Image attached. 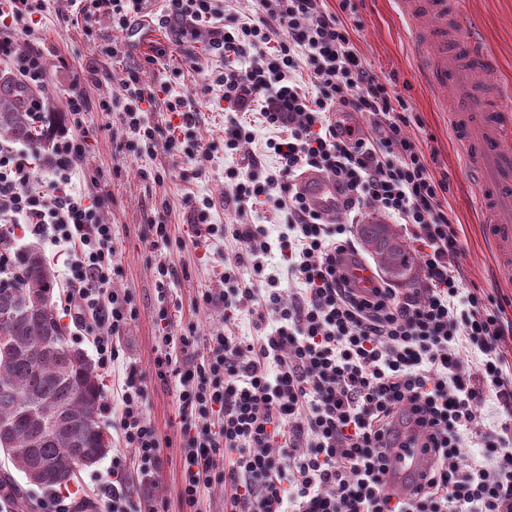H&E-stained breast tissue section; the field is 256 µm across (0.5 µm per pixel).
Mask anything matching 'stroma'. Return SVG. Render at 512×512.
<instances>
[{"mask_svg":"<svg viewBox=\"0 0 512 512\" xmlns=\"http://www.w3.org/2000/svg\"><path fill=\"white\" fill-rule=\"evenodd\" d=\"M358 11L363 26L353 38L364 63L377 76L396 75V92L422 120L421 127L412 128V135L425 155L436 157V172L449 177L447 199L465 248V286L494 289L512 299V285L500 280L484 238V218L474 207L469 175L448 132V120L419 79L397 0H360ZM463 12L462 37L483 49L501 76L504 96L512 100V0H464ZM36 28L50 67L47 95L53 111L62 110L63 92L73 75L88 80L92 105L86 115L85 171L74 177L73 187L83 194H98L102 217L116 230L113 247L119 271L112 286L133 299L137 316L128 330L130 352L147 374V416L162 435L164 466L152 497L173 505L181 481L180 417L173 382L161 381L153 372L158 334L155 272L157 263L163 262L178 274L169 299L173 331L193 323L205 335L222 326V306L199 312L195 302L202 292L223 291L224 267L234 262L240 246L221 237L197 238L192 230L194 213L187 204L191 198L212 199L211 223L224 225L231 220V208L224 202V170L238 166L240 159L225 154L224 112L200 86L218 61L205 50L207 33H200L196 42L179 45L166 29L118 34L106 18L89 28L71 0H47ZM114 43L119 52L113 56L107 49ZM156 48L162 51L158 61L146 63V55ZM132 70L138 71L144 85L167 87L169 97H183L194 106V134L211 148L203 169L172 152L162 137L151 155L128 151L118 113L100 111L97 102L104 96L120 97ZM154 214L163 215L168 224L170 243L163 249L152 248L143 237V224Z\"/></svg>","mask_w":512,"mask_h":512,"instance_id":"stroma-1","label":"stroma"}]
</instances>
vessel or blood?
Wrapping results in <instances>:
<instances>
[{
    "instance_id": "vessel-or-blood-1",
    "label": "vessel or blood",
    "mask_w": 512,
    "mask_h": 512,
    "mask_svg": "<svg viewBox=\"0 0 512 512\" xmlns=\"http://www.w3.org/2000/svg\"><path fill=\"white\" fill-rule=\"evenodd\" d=\"M398 5L424 85L439 98L450 88L464 90L446 109L448 132L473 177L475 205L485 217L499 274L512 280V119L505 115L504 97L488 96L500 88L497 71L471 41L456 38L459 0H398ZM300 184L313 208L335 213L333 181L309 171ZM430 465L425 449L399 450L385 477L387 490L410 497Z\"/></svg>"
}]
</instances>
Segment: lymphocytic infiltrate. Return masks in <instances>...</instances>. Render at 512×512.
I'll return each instance as SVG.
<instances>
[{
    "mask_svg": "<svg viewBox=\"0 0 512 512\" xmlns=\"http://www.w3.org/2000/svg\"><path fill=\"white\" fill-rule=\"evenodd\" d=\"M85 22L105 17L116 32L156 21L177 43L207 32L218 69L202 81L224 102V151L234 155L256 140L257 127L275 130L266 142L276 170L264 173L256 155L248 171L224 170L227 225L209 221V199L194 201L193 232L244 244L224 269V290L202 293L197 308L224 307L222 328L201 336L196 325L170 331L171 269L158 263V350L153 369L174 379L179 403L182 484L180 512H202L220 489L227 512H512V335L508 300L463 285V243L446 194L447 175L430 168L410 128L419 124L395 91L396 77L376 76L363 62L353 33L361 28L356 0H256L254 13H231L225 0H78ZM45 0H12L0 13V71L28 93L31 125L44 124L48 69L35 45L36 15ZM315 86L307 91L301 84ZM119 111L130 151L150 152L160 125L145 107L157 93L137 73L124 82ZM181 119L169 149L197 163L210 150L192 133L183 99L166 104ZM66 118L48 137L51 177L30 190L38 156L33 148L0 143V232L17 225L61 246L71 276L63 290L77 320H93L90 341L98 368L118 382L122 448L112 454L108 480L98 486L106 512H143L134 485L149 486L163 458L147 417L145 373L123 331L135 319L128 294L115 291L113 229L100 204L72 188L86 141L89 97L73 77L63 100ZM258 114L251 122L250 114ZM357 114L361 123H347ZM309 170L327 173L342 196L341 210L374 205L404 225L420 258L424 285L398 288L373 277L358 284L349 225L314 210L298 183ZM283 217L278 238L254 222L257 208ZM279 250L300 289L284 299L266 259ZM256 333L236 335L241 314ZM196 350V363L182 353ZM498 406L494 429L479 412ZM432 449L426 482L406 501L385 485L387 449ZM225 466H217V457Z\"/></svg>",
    "mask_w": 512,
    "mask_h": 512,
    "instance_id": "lymphocytic-infiltrate-1",
    "label": "lymphocytic infiltrate"
}]
</instances>
